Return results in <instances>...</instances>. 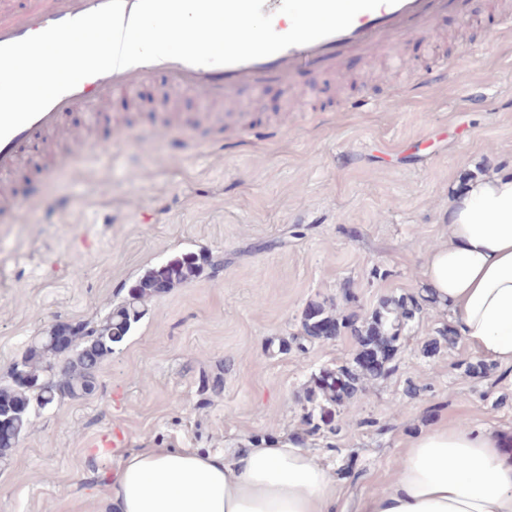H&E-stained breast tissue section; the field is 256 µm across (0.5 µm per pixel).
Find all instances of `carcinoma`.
I'll list each match as a JSON object with an SVG mask.
<instances>
[{"label":"carcinoma","instance_id":"cac0c4a2","mask_svg":"<svg viewBox=\"0 0 512 512\" xmlns=\"http://www.w3.org/2000/svg\"><path fill=\"white\" fill-rule=\"evenodd\" d=\"M211 262L205 252L175 255L140 275L124 300L96 325L59 324L51 333L35 338L14 362L9 380L0 384V417L10 418L15 431L13 439L0 440V457L15 446L33 416L65 398L93 394L101 363L112 355L114 347L127 339L143 317L144 306L164 290L198 278ZM413 305V301L399 299L394 302V308L378 313L363 330L352 322H340L321 305L306 312L299 349H305V340L336 336L342 326L354 329L362 347L355 368L324 369L314 375L305 397L311 405L305 415L308 425L316 430L322 424L332 430L342 427L340 407L357 390L358 383L383 374L384 363L396 350L404 321L413 316ZM62 332L70 337L68 347L52 341V336Z\"/></svg>","mask_w":512,"mask_h":512}]
</instances>
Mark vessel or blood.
I'll use <instances>...</instances> for the list:
<instances>
[{
    "label": "vessel or blood",
    "instance_id": "1",
    "mask_svg": "<svg viewBox=\"0 0 512 512\" xmlns=\"http://www.w3.org/2000/svg\"><path fill=\"white\" fill-rule=\"evenodd\" d=\"M104 2L24 0L17 6L11 0H0V45L79 17ZM455 5L456 0H399L393 6L359 13L345 31L240 64L194 66L167 59L85 78L42 114L0 140V178L15 170L33 139L40 135L63 138L70 146L71 156H79L88 143L79 130L64 126L65 114L80 105L95 108L116 94H132L155 75H164L169 86L200 101H221L244 85L259 86L270 81L287 85L298 70H334L348 54H377L395 47L399 38L429 34L438 16Z\"/></svg>",
    "mask_w": 512,
    "mask_h": 512
}]
</instances>
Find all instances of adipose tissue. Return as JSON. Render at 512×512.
<instances>
[{
	"mask_svg": "<svg viewBox=\"0 0 512 512\" xmlns=\"http://www.w3.org/2000/svg\"><path fill=\"white\" fill-rule=\"evenodd\" d=\"M421 266L437 308L482 359L512 367V169L468 182ZM98 512H344L337 481L286 439L233 452L138 448L106 479ZM358 512H512V434L438 422Z\"/></svg>",
	"mask_w": 512,
	"mask_h": 512,
	"instance_id": "obj_1",
	"label": "adipose tissue"
}]
</instances>
